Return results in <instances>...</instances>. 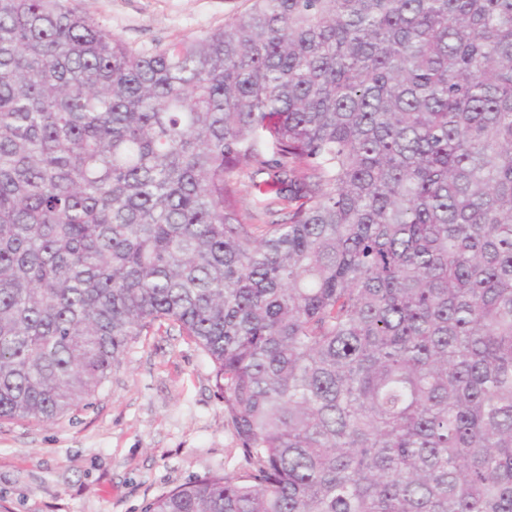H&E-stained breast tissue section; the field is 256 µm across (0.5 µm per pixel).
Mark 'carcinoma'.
<instances>
[{"label": "carcinoma", "mask_w": 512, "mask_h": 512, "mask_svg": "<svg viewBox=\"0 0 512 512\" xmlns=\"http://www.w3.org/2000/svg\"><path fill=\"white\" fill-rule=\"evenodd\" d=\"M156 324L250 469L146 512H512V0L150 48L0 0V419L89 406Z\"/></svg>", "instance_id": "carcinoma-1"}]
</instances>
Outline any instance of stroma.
I'll use <instances>...</instances> for the list:
<instances>
[{"mask_svg":"<svg viewBox=\"0 0 512 512\" xmlns=\"http://www.w3.org/2000/svg\"><path fill=\"white\" fill-rule=\"evenodd\" d=\"M80 5L149 48L220 28L251 0ZM247 468L211 362L172 327L131 343L89 407L52 423L0 419V512H144L194 478Z\"/></svg>","mask_w":512,"mask_h":512,"instance_id":"35a3bbf8","label":"stroma"}]
</instances>
